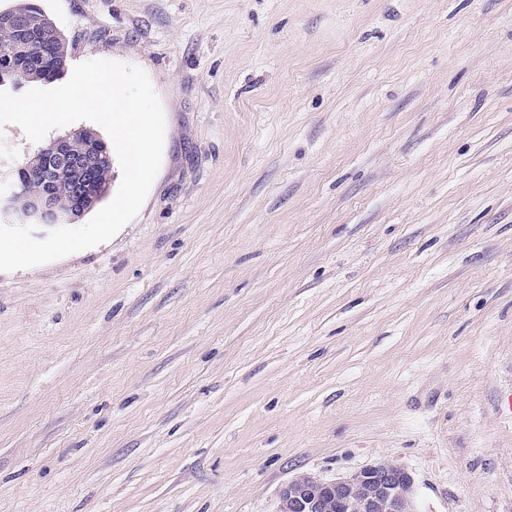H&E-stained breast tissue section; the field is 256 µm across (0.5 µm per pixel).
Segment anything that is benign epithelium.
I'll list each match as a JSON object with an SVG mask.
<instances>
[{"mask_svg":"<svg viewBox=\"0 0 512 512\" xmlns=\"http://www.w3.org/2000/svg\"><path fill=\"white\" fill-rule=\"evenodd\" d=\"M14 35L16 42L32 45L59 35L56 28H36L25 11L0 14V30ZM76 135L57 138L38 150L43 164L37 168L39 187L30 192L17 180L12 190L0 195V220L22 215L27 223L56 228L73 223L72 210L62 208L58 176L79 171L94 175L102 156L89 148L75 147ZM280 505L288 512H414V479L401 464L380 460L333 479L299 473L279 490Z\"/></svg>","mask_w":512,"mask_h":512,"instance_id":"obj_1","label":"benign epithelium"}]
</instances>
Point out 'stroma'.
Wrapping results in <instances>:
<instances>
[{"label":"stroma","instance_id":"stroma-1","mask_svg":"<svg viewBox=\"0 0 512 512\" xmlns=\"http://www.w3.org/2000/svg\"><path fill=\"white\" fill-rule=\"evenodd\" d=\"M143 68L112 240L0 272V512H277L405 466L512 512V0H36Z\"/></svg>","mask_w":512,"mask_h":512}]
</instances>
